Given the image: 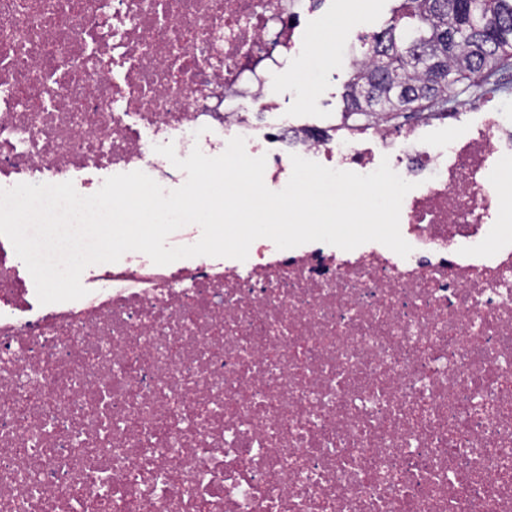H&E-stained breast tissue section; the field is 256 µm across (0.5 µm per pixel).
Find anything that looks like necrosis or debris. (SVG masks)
<instances>
[{
  "label": "necrosis or debris",
  "instance_id": "necrosis-or-debris-1",
  "mask_svg": "<svg viewBox=\"0 0 512 512\" xmlns=\"http://www.w3.org/2000/svg\"><path fill=\"white\" fill-rule=\"evenodd\" d=\"M334 0H0V188L244 137L413 188L402 257L310 242L85 268L40 304L0 247V512H512V82L398 125L271 122Z\"/></svg>",
  "mask_w": 512,
  "mask_h": 512
}]
</instances>
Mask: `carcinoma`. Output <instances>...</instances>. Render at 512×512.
Instances as JSON below:
<instances>
[{"instance_id": "obj_1", "label": "carcinoma", "mask_w": 512, "mask_h": 512, "mask_svg": "<svg viewBox=\"0 0 512 512\" xmlns=\"http://www.w3.org/2000/svg\"><path fill=\"white\" fill-rule=\"evenodd\" d=\"M366 56L345 86L347 113L371 123L446 103L512 60V0H402Z\"/></svg>"}]
</instances>
